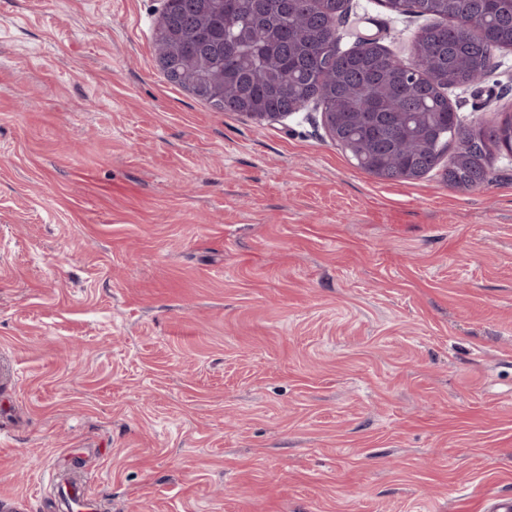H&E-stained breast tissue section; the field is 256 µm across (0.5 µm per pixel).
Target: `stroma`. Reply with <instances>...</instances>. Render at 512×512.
<instances>
[{"label": "stroma", "mask_w": 512, "mask_h": 512, "mask_svg": "<svg viewBox=\"0 0 512 512\" xmlns=\"http://www.w3.org/2000/svg\"><path fill=\"white\" fill-rule=\"evenodd\" d=\"M337 46L423 17L345 0ZM163 0H0V504L488 512L512 496V157L385 181L317 103L276 122L167 82ZM448 89L512 114V49Z\"/></svg>", "instance_id": "1"}]
</instances>
